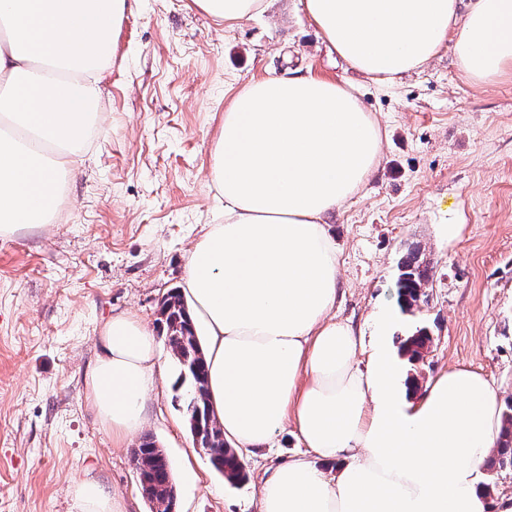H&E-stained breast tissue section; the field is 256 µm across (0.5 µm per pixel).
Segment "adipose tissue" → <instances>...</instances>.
I'll list each match as a JSON object with an SVG mask.
<instances>
[{
    "label": "adipose tissue",
    "mask_w": 512,
    "mask_h": 512,
    "mask_svg": "<svg viewBox=\"0 0 512 512\" xmlns=\"http://www.w3.org/2000/svg\"><path fill=\"white\" fill-rule=\"evenodd\" d=\"M358 73L392 82L444 45L476 85L512 72V0H300ZM130 0H0V237L49 223L101 120L100 85ZM382 134L350 85L314 75L251 80L224 110L210 178L224 221L186 258L184 292L206 336L211 409L224 439L268 445L285 428L305 453L263 478L258 512H512L482 469L502 401L480 373L414 390L392 343L399 307L363 338L333 311L340 260L327 220L376 169ZM85 398L123 444L161 376L153 330L112 316ZM337 463L335 474L325 464ZM75 512H123L94 476Z\"/></svg>",
    "instance_id": "1"
}]
</instances>
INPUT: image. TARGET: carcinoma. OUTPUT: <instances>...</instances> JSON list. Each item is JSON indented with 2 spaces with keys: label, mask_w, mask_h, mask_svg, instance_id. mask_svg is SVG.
Wrapping results in <instances>:
<instances>
[{
  "label": "carcinoma",
  "mask_w": 512,
  "mask_h": 512,
  "mask_svg": "<svg viewBox=\"0 0 512 512\" xmlns=\"http://www.w3.org/2000/svg\"><path fill=\"white\" fill-rule=\"evenodd\" d=\"M429 263L421 259L420 251L411 248L402 258L396 280L400 307L410 312L418 306L419 291L430 279ZM160 322L166 330V340L176 359L182 382L188 384L185 399L187 420L200 418L204 430L201 448L208 455L213 468L232 484L243 482L247 474L235 449L225 446L216 420L207 404V369L201 341L189 316L184 297L176 290L168 293L160 306ZM433 342L429 332L420 328L402 344L401 350L411 361L418 360L417 352ZM504 426L497 439L495 454L485 467L489 470L512 469V400L503 412ZM136 470L143 476L142 489L146 498L161 510L168 512L173 505L172 475L163 458V450L154 441L144 440L133 453Z\"/></svg>",
  "instance_id": "carcinoma-1"
}]
</instances>
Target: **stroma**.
Listing matches in <instances>:
<instances>
[{
	"label": "stroma",
	"mask_w": 512,
	"mask_h": 512,
	"mask_svg": "<svg viewBox=\"0 0 512 512\" xmlns=\"http://www.w3.org/2000/svg\"><path fill=\"white\" fill-rule=\"evenodd\" d=\"M232 25L195 0H135L101 84L102 120L54 223L0 237V512H73L93 473L124 512H151L133 452L85 400L98 336L114 314L155 325L181 288L186 254L224 212L209 177L225 107L252 79L291 70L351 81L383 137L382 159L328 222L340 252L337 319L363 336L395 304L399 261L419 247L431 279L393 338H434L420 381L453 366L512 399V75L476 87L444 47L420 72L383 84L324 43L299 0H266ZM460 233L449 238V225ZM167 375L149 394L143 435L177 481L174 512H257L267 469L301 453L290 431L248 452L230 485L189 433L186 387L159 339Z\"/></svg>",
	"instance_id": "obj_1"
}]
</instances>
